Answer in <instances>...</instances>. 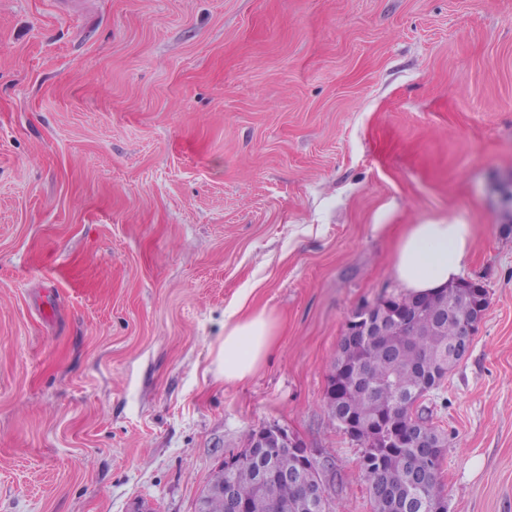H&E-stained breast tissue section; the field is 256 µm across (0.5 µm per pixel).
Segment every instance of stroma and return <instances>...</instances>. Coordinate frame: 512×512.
<instances>
[{"mask_svg":"<svg viewBox=\"0 0 512 512\" xmlns=\"http://www.w3.org/2000/svg\"><path fill=\"white\" fill-rule=\"evenodd\" d=\"M447 220L489 305L419 407L448 512H512V0H0V512H194L271 426L373 512L327 379ZM235 308L275 338L229 385Z\"/></svg>","mask_w":512,"mask_h":512,"instance_id":"obj_1","label":"stroma"}]
</instances>
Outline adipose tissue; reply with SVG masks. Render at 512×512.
Listing matches in <instances>:
<instances>
[{
	"label": "adipose tissue",
	"mask_w": 512,
	"mask_h": 512,
	"mask_svg": "<svg viewBox=\"0 0 512 512\" xmlns=\"http://www.w3.org/2000/svg\"><path fill=\"white\" fill-rule=\"evenodd\" d=\"M476 236L474 225L459 221L412 224L393 258L396 280L407 294L431 295L459 281ZM274 339V323L263 312H231L224 321L221 366L225 382L253 375Z\"/></svg>",
	"instance_id": "ef3b65f1"
}]
</instances>
